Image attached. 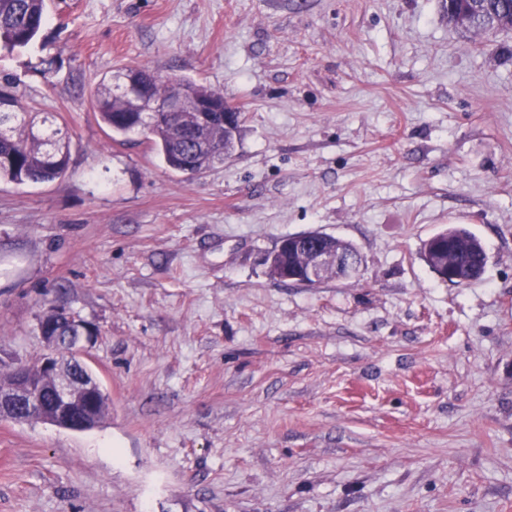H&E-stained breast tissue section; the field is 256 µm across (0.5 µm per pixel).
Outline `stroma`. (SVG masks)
<instances>
[{
    "label": "stroma",
    "mask_w": 512,
    "mask_h": 512,
    "mask_svg": "<svg viewBox=\"0 0 512 512\" xmlns=\"http://www.w3.org/2000/svg\"><path fill=\"white\" fill-rule=\"evenodd\" d=\"M146 65L223 94L233 155L167 170L100 81ZM69 144L0 183V375L54 309L95 327L89 431L0 419V512H512V30L448 0H47L0 80ZM463 223L482 277L422 247ZM311 231L351 280H273Z\"/></svg>",
    "instance_id": "obj_1"
}]
</instances>
